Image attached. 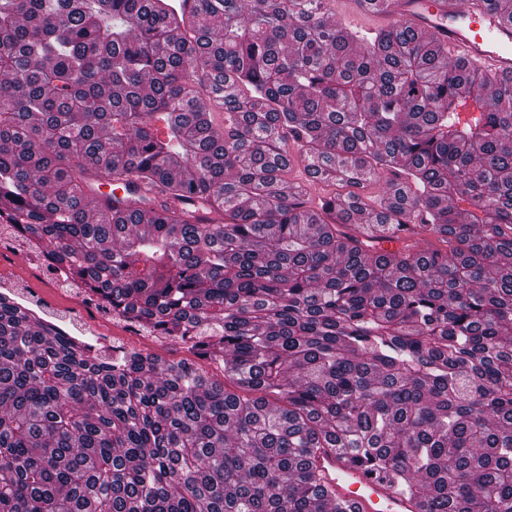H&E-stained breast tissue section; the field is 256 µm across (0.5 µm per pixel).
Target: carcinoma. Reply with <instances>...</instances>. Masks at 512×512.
Segmentation results:
<instances>
[{
  "label": "carcinoma",
  "mask_w": 512,
  "mask_h": 512,
  "mask_svg": "<svg viewBox=\"0 0 512 512\" xmlns=\"http://www.w3.org/2000/svg\"><path fill=\"white\" fill-rule=\"evenodd\" d=\"M333 2L200 0L175 39L144 0H0V225L224 367L0 295V512H354L329 450L417 512H512V77L407 23L355 52ZM290 143L343 192L280 195ZM114 175L194 205L88 216ZM169 342L171 344L170 351L167 355H160L162 358L166 360H179L182 358H188L199 362V367L203 369L212 380L221 383L224 382V372L220 366L211 364L205 360H200L192 353V351L188 350L185 345H182L178 342Z\"/></svg>",
  "instance_id": "obj_1"
}]
</instances>
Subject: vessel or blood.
<instances>
[{"mask_svg":"<svg viewBox=\"0 0 512 512\" xmlns=\"http://www.w3.org/2000/svg\"><path fill=\"white\" fill-rule=\"evenodd\" d=\"M347 16H357L365 30L387 28L401 19L429 33L450 56L474 63L497 74L512 73V22L489 9L486 0H390L388 12L370 10L359 0H345ZM150 11L169 14L198 13V0H147ZM318 464L337 495L352 500L356 512H415L411 500L367 473L363 466L345 463L335 453Z\"/></svg>","mask_w":512,"mask_h":512,"instance_id":"b4317fda","label":"vessel or blood"}]
</instances>
